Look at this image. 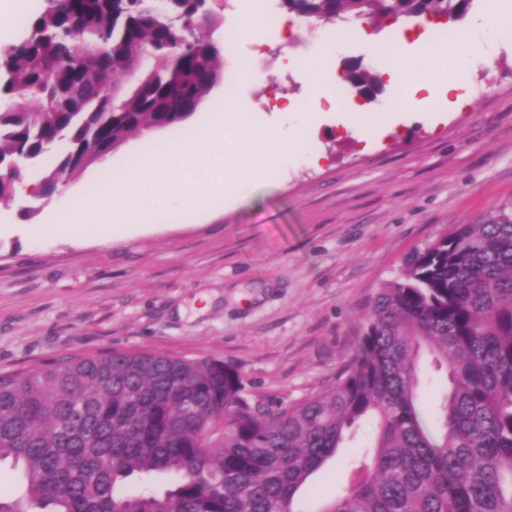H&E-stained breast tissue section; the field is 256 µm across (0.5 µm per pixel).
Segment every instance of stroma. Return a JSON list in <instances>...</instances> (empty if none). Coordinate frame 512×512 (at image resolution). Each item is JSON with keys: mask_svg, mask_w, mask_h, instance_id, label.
<instances>
[{"mask_svg": "<svg viewBox=\"0 0 512 512\" xmlns=\"http://www.w3.org/2000/svg\"><path fill=\"white\" fill-rule=\"evenodd\" d=\"M261 15L258 37L245 35L239 8ZM224 0L211 38L235 44L224 52L214 103L187 123L130 138L118 151L70 180L63 193L0 205V373L34 369L115 349L170 357L221 359L237 365L254 402L298 404L332 384L359 345L369 302L399 274L407 254L512 206V38L497 41L476 67L420 63L406 81H391L381 51L407 19H353L301 33H280L281 0ZM325 58L324 94L343 93L334 110L312 113L288 60ZM360 61L380 75L372 101L344 83L343 62ZM436 117L412 119L386 135H354L343 125L356 106L386 120L406 83ZM247 112L245 128H224L219 101ZM310 115L303 154L269 177L225 197L209 177L223 151L250 159ZM223 129V142L202 143L174 177H190L199 204L146 197L138 218L91 230H65L77 202L126 169L144 166L155 146L186 132ZM367 418L304 492L303 512H319L345 485L359 449L371 447Z\"/></svg>", "mask_w": 512, "mask_h": 512, "instance_id": "35a3bbf8", "label": "stroma"}]
</instances>
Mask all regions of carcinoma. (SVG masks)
Segmentation results:
<instances>
[{
  "label": "carcinoma",
  "instance_id": "obj_1",
  "mask_svg": "<svg viewBox=\"0 0 512 512\" xmlns=\"http://www.w3.org/2000/svg\"><path fill=\"white\" fill-rule=\"evenodd\" d=\"M215 2L37 0L24 37L0 45V159L56 151L47 194L110 146L188 121L223 76ZM471 2L289 0L288 12L457 21ZM143 46L128 89L116 78ZM345 80L360 98L379 84L370 68ZM424 352L446 372L436 436L417 408ZM368 416L375 445L320 512H512V210L410 254L373 296L354 358L300 404L263 411L232 363L135 349L0 374V464L24 477L0 512H301V490Z\"/></svg>",
  "mask_w": 512,
  "mask_h": 512
}]
</instances>
